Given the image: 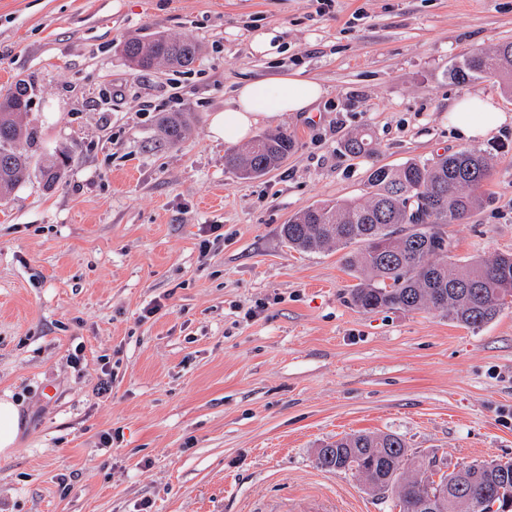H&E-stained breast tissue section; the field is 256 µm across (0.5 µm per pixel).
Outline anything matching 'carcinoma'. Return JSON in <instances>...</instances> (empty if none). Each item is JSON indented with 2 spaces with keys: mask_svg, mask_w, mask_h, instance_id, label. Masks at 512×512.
<instances>
[{
  "mask_svg": "<svg viewBox=\"0 0 512 512\" xmlns=\"http://www.w3.org/2000/svg\"><path fill=\"white\" fill-rule=\"evenodd\" d=\"M121 53L140 71L159 65L190 71L199 48L157 30L127 38ZM477 75L500 79L511 95L512 43L474 52L454 71L460 82ZM30 101L24 80L0 92V200L29 174L30 159L21 143L34 140V128L23 122ZM187 124L183 112L160 117L171 142L182 137ZM370 145L359 135L348 138L344 150L360 156L371 151ZM294 147L291 133L262 132L247 149L226 153L225 165L244 179H257L280 166ZM490 171L487 153L480 149L412 159L395 168L379 166L368 176L365 199L324 201L282 225L281 235L302 252L360 245L344 259L349 269L363 274L351 299L364 312L433 309L460 325L480 328L512 304V253L451 262L446 228L489 203L483 187ZM316 460L322 469L357 474L369 494L394 500L399 512H474L475 501H483L487 510L512 498V461L466 464L448 474L391 432L345 435L317 449Z\"/></svg>",
  "mask_w": 512,
  "mask_h": 512,
  "instance_id": "1",
  "label": "carcinoma"
}]
</instances>
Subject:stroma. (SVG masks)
Here are the masks:
<instances>
[{"label": "stroma", "instance_id": "obj_1", "mask_svg": "<svg viewBox=\"0 0 512 512\" xmlns=\"http://www.w3.org/2000/svg\"><path fill=\"white\" fill-rule=\"evenodd\" d=\"M272 28L279 55L253 53ZM157 30L200 45L193 71L128 66L120 43ZM503 42L512 0H0V89L30 83L36 129L29 177L0 200V397L22 420L0 512H399L317 466L358 431L447 472L511 460L512 305L477 329L365 313L342 252L280 235L363 195L373 167L464 149L454 99L512 116L496 79L450 77ZM296 69L326 96L260 123L296 146L239 178L210 115L241 82ZM166 112L189 118L179 142L159 133ZM356 133L370 153H345ZM494 145L489 203L448 227L454 259L512 252V120L478 147Z\"/></svg>", "mask_w": 512, "mask_h": 512}]
</instances>
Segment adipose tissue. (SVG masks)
Masks as SVG:
<instances>
[{
  "instance_id": "obj_1",
  "label": "adipose tissue",
  "mask_w": 512,
  "mask_h": 512,
  "mask_svg": "<svg viewBox=\"0 0 512 512\" xmlns=\"http://www.w3.org/2000/svg\"><path fill=\"white\" fill-rule=\"evenodd\" d=\"M324 86L301 70L241 83L225 102L223 111L214 113L209 122L215 137L234 145L246 140L261 121L286 112H309L325 96ZM449 117L461 138L487 137L511 120L496 102L477 94L455 101Z\"/></svg>"
}]
</instances>
